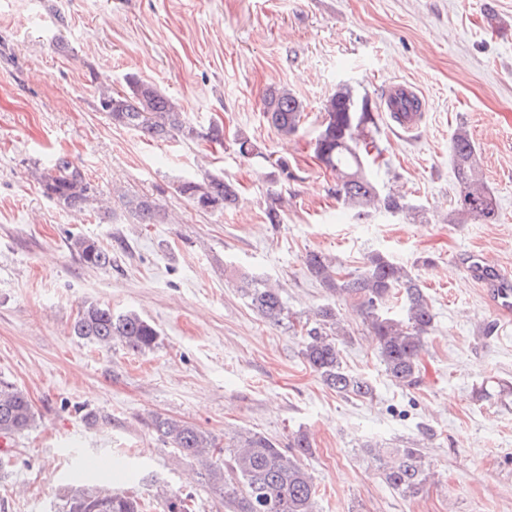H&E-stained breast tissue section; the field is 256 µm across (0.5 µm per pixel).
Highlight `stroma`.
Wrapping results in <instances>:
<instances>
[{"label": "stroma", "mask_w": 512, "mask_h": 512, "mask_svg": "<svg viewBox=\"0 0 512 512\" xmlns=\"http://www.w3.org/2000/svg\"><path fill=\"white\" fill-rule=\"evenodd\" d=\"M131 75L177 98L198 130L223 125V144L112 125L98 91H125ZM398 82L423 102L411 133L384 110ZM341 83L377 117L375 180L414 211L360 220L337 199L315 139ZM273 87L303 103L296 135L263 114ZM461 125L498 223L449 221V146ZM240 135L259 157L239 156ZM61 157L101 193L151 196L167 223H137L117 203L59 206L31 172ZM206 170L237 185L235 207L203 211L178 193ZM273 194L277 225L265 213ZM74 235L111 250L112 266H84ZM313 250L346 273L380 251L420 279L434 327L417 386L386 376L352 302L336 303L341 360L370 378L368 399L326 388L292 325L252 309L237 286L244 271L278 286L294 323L312 321L329 297L303 263ZM473 253L512 273V0H0V379L26 390L36 414L10 438L0 512H59L74 468L98 457L117 467L87 471L86 484L136 496L147 512H167L181 494L191 512H224L206 471L152 433L155 413L221 442L250 431L284 444L307 432L317 512H512V324L468 273ZM91 303L138 313L157 345L139 353L78 339L72 325ZM411 444L433 478L405 499L369 449Z\"/></svg>", "instance_id": "35a3bbf8"}]
</instances>
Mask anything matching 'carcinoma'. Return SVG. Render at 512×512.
<instances>
[{
	"instance_id": "1",
	"label": "carcinoma",
	"mask_w": 512,
	"mask_h": 512,
	"mask_svg": "<svg viewBox=\"0 0 512 512\" xmlns=\"http://www.w3.org/2000/svg\"><path fill=\"white\" fill-rule=\"evenodd\" d=\"M123 93L103 91L99 107L112 124L132 129L152 140L178 135L186 140L199 137L174 99L149 80L131 76ZM322 129L315 142L317 158L336 174V196L357 218L375 212L402 214L414 209L405 196L384 192L372 178L370 167L382 155L373 131L375 113L369 100L358 96L348 84H341L323 107ZM303 104L289 89L269 90L263 97L267 122L282 136L299 130ZM450 160L456 184L453 209L455 222L481 221L480 214L496 200L479 175L478 152L464 126L453 133ZM34 177L45 195L74 211L88 207L95 189L81 170L60 158L50 170H37ZM177 192L201 210L224 209L237 200L233 183L207 175L198 181H185ZM118 202L140 224H163L166 211L153 198L120 193ZM70 246L90 268L112 265V252L94 240L76 235ZM312 278L331 294L353 300L368 322L388 377L403 387L420 381V356L426 335L433 327L432 308L418 283L404 266L381 252L368 254L356 274L341 275L339 266L318 251L304 259ZM240 291L252 309L265 321L278 325L288 318L279 289L255 275L239 278ZM405 298L406 317L383 313L380 306L390 295ZM73 334L100 347L120 343L142 352L153 349L159 332L133 311L115 313L112 308L90 304L78 314ZM344 335L336 308L327 304L317 309L314 325L305 328L302 356L321 382L341 396L365 398L373 387L364 377L345 370L341 364L340 336ZM36 416L26 392L11 382L0 381V436L19 434L35 423ZM149 425L158 439L175 448L182 457L200 464L211 487L224 497V512H316L315 486L301 459L311 454L307 434L298 432L288 440V449L260 433H245L224 444V459L216 457L217 444L211 433L194 425L155 413ZM382 481L403 497L414 498L429 478L421 448L374 449ZM107 505L111 512H142L134 497L108 487H73L59 512H99Z\"/></svg>"
}]
</instances>
